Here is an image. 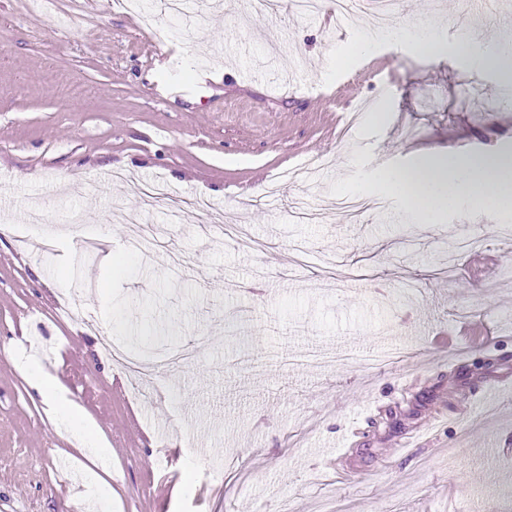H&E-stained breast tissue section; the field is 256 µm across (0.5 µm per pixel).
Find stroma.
<instances>
[{
    "instance_id": "obj_1",
    "label": "stroma",
    "mask_w": 512,
    "mask_h": 512,
    "mask_svg": "<svg viewBox=\"0 0 512 512\" xmlns=\"http://www.w3.org/2000/svg\"><path fill=\"white\" fill-rule=\"evenodd\" d=\"M204 2L200 18L164 0H0V512H86L107 494L112 512H512V211L420 224L387 192L351 219L324 207L423 151L512 149V88L406 42L361 53L368 12L340 29ZM511 6L402 0L392 25L436 15L452 40L464 19L474 48L512 44ZM200 67L223 82L195 84ZM362 102L381 123L337 121ZM149 181L188 205L178 224L144 211L160 244L142 253L118 216ZM199 201L250 246L208 237ZM473 233L476 270L453 250ZM48 237L57 250L35 260ZM75 279L84 311L60 314ZM107 340L155 369V389L114 388ZM189 345L191 362L168 364ZM387 349L399 360L336 359ZM27 362L103 431L111 492L87 481Z\"/></svg>"
}]
</instances>
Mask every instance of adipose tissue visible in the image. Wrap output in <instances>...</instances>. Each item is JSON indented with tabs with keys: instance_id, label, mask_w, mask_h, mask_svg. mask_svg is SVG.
I'll return each instance as SVG.
<instances>
[{
	"instance_id": "adipose-tissue-1",
	"label": "adipose tissue",
	"mask_w": 512,
	"mask_h": 512,
	"mask_svg": "<svg viewBox=\"0 0 512 512\" xmlns=\"http://www.w3.org/2000/svg\"><path fill=\"white\" fill-rule=\"evenodd\" d=\"M457 28L460 37L451 43L447 42L444 31L428 24L375 30L364 38L363 44L368 47L379 40L404 39L422 55L446 51L459 57H471L481 70L493 73L502 84H511L512 49L488 44L480 53H473L468 23L458 22ZM380 182L407 200L421 224L432 223L439 212L464 203L508 208L512 206V153L498 150L468 154L422 152L410 167L383 170ZM24 372L47 404L53 420L68 424L92 463L106 467L111 451L104 444L101 430L83 420L75 404L60 402L55 382L39 368L28 366Z\"/></svg>"
}]
</instances>
